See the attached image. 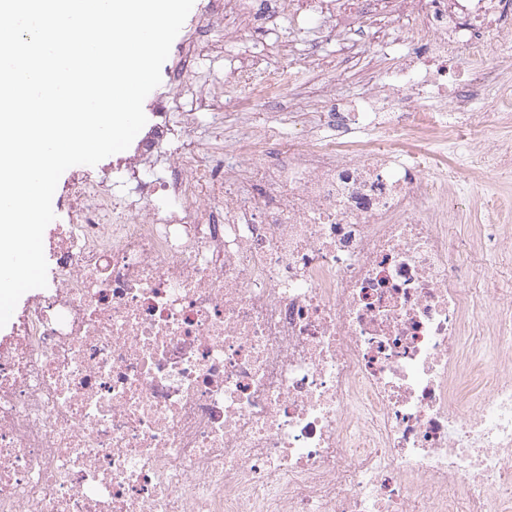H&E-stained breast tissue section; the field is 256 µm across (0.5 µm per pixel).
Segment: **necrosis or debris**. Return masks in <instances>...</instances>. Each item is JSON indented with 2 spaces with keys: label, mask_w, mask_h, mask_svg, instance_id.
<instances>
[{
  "label": "necrosis or debris",
  "mask_w": 512,
  "mask_h": 512,
  "mask_svg": "<svg viewBox=\"0 0 512 512\" xmlns=\"http://www.w3.org/2000/svg\"><path fill=\"white\" fill-rule=\"evenodd\" d=\"M211 3L195 33L302 14L337 73L404 58L261 123L295 73L256 59L198 95L229 140L172 141L171 99L126 192L75 166L0 336V512H512V199L479 181L512 177V0ZM452 191L483 195L464 244ZM362 63L360 62L356 66L350 68L348 72L342 77L343 80L337 86V93L339 96L349 99L357 96L360 92H363L366 87L363 85Z\"/></svg>",
  "instance_id": "4bbe7bcc"
}]
</instances>
